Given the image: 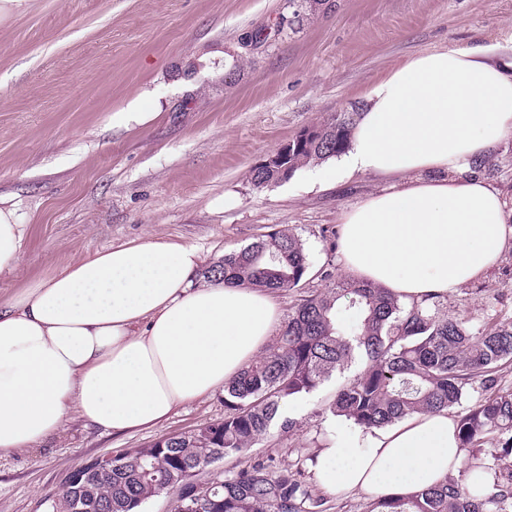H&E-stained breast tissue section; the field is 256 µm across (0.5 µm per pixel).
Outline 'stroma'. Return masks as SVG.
Listing matches in <instances>:
<instances>
[{
    "label": "stroma",
    "mask_w": 512,
    "mask_h": 512,
    "mask_svg": "<svg viewBox=\"0 0 512 512\" xmlns=\"http://www.w3.org/2000/svg\"><path fill=\"white\" fill-rule=\"evenodd\" d=\"M291 12L290 0H24L0 14V207L24 229L18 268L0 274V305L149 233L197 246L212 263L285 229L310 261L299 287L275 293L288 317L304 296L335 287L341 216L383 183L360 175L330 187L310 165L257 187L250 170L303 129L355 111L413 56L478 45L512 60V0H336L298 31L243 49ZM233 53L241 70L228 86ZM133 100L148 122L122 119ZM439 308L489 328L512 320V250ZM341 384L299 398L292 429L272 427L197 480L258 458L301 466L344 428L329 411ZM223 418L220 391L119 435L68 415L41 451L0 456V512H51L77 465Z\"/></svg>",
    "instance_id": "35a3bbf8"
}]
</instances>
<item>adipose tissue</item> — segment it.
<instances>
[{
	"label": "adipose tissue",
	"instance_id": "ef3b65f1",
	"mask_svg": "<svg viewBox=\"0 0 512 512\" xmlns=\"http://www.w3.org/2000/svg\"><path fill=\"white\" fill-rule=\"evenodd\" d=\"M330 184H387L342 215V270L403 303L448 296L512 249V205L480 177L512 133V71L484 48L422 53L375 83ZM272 291L208 273L201 251L148 234L81 257L0 308V452L35 451L69 412L123 433L224 389L272 342ZM448 412L347 429L315 451L330 491L384 499L459 472Z\"/></svg>",
	"mask_w": 512,
	"mask_h": 512
}]
</instances>
